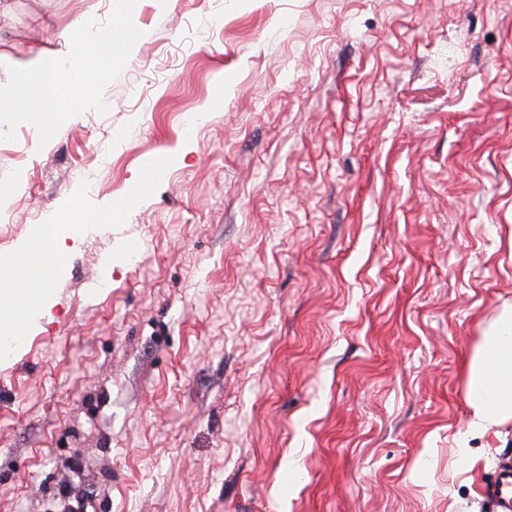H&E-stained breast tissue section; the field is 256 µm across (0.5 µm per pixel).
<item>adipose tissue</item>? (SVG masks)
Listing matches in <instances>:
<instances>
[{"instance_id": "adipose-tissue-1", "label": "adipose tissue", "mask_w": 512, "mask_h": 512, "mask_svg": "<svg viewBox=\"0 0 512 512\" xmlns=\"http://www.w3.org/2000/svg\"><path fill=\"white\" fill-rule=\"evenodd\" d=\"M65 51L30 50L13 83L0 84V112L40 125V136L54 131L41 119L47 107L83 98L80 73L101 78L112 74L110 38H89L82 18H75L61 34ZM85 221L77 202L62 205L54 222L34 228L11 259L0 261V322L15 336L27 335L52 306L53 284L66 265L70 229ZM471 432L483 434L512 419V310H504L473 355L468 374Z\"/></svg>"}]
</instances>
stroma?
Segmentation results:
<instances>
[{"mask_svg": "<svg viewBox=\"0 0 512 512\" xmlns=\"http://www.w3.org/2000/svg\"><path fill=\"white\" fill-rule=\"evenodd\" d=\"M111 14L0 0V83L40 29ZM125 23L50 141L0 121L23 175L0 255L74 198L100 235L67 240L0 363V512H494L512 419L469 433L467 362L512 307V0H133ZM156 158L152 159L146 166L141 168L138 179L133 183L127 197L119 207L109 206L103 210L99 217L98 222L101 224H112L116 215L121 214L123 210L131 209L138 206L143 201L142 192L139 189L145 186V183L159 176L168 166L169 162L173 159L168 153H158L154 155Z\"/></svg>", "mask_w": 512, "mask_h": 512, "instance_id": "stroma-1", "label": "stroma"}]
</instances>
